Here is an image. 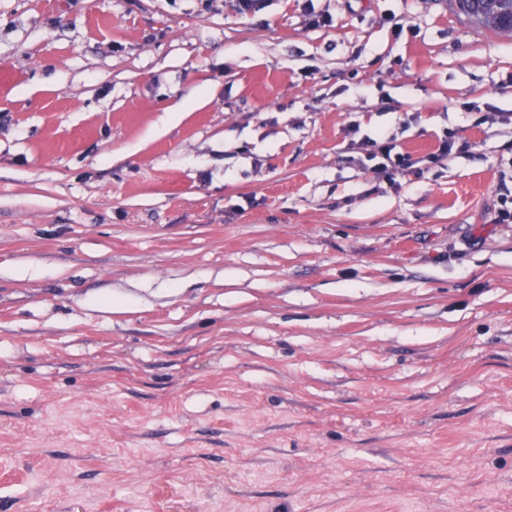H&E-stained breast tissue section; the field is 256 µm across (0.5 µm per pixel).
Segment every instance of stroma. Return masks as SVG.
<instances>
[{
    "mask_svg": "<svg viewBox=\"0 0 512 512\" xmlns=\"http://www.w3.org/2000/svg\"><path fill=\"white\" fill-rule=\"evenodd\" d=\"M314 6L0 0V512H512V35ZM394 137L380 136L378 139L366 138L357 142L351 139V145H358L361 149L368 151L369 161L377 160L372 166L373 172L386 178L391 184L397 185L398 176L405 177L410 173L423 178L425 173H429L434 167H441L445 161L450 160L454 155L460 154L467 148L466 143H460L456 133H449L441 138L437 149L427 155L425 159L416 160L407 153L398 150ZM426 162L424 167H416L420 162Z\"/></svg>",
    "mask_w": 512,
    "mask_h": 512,
    "instance_id": "1",
    "label": "stroma"
}]
</instances>
